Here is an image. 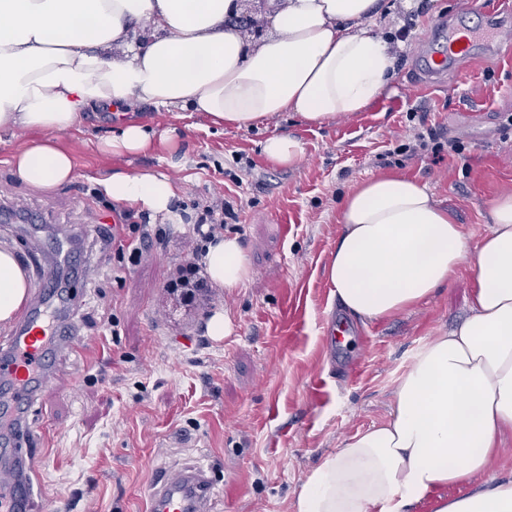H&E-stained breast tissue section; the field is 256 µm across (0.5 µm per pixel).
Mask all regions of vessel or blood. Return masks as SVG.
<instances>
[{
    "label": "vessel or blood",
    "mask_w": 512,
    "mask_h": 512,
    "mask_svg": "<svg viewBox=\"0 0 512 512\" xmlns=\"http://www.w3.org/2000/svg\"><path fill=\"white\" fill-rule=\"evenodd\" d=\"M476 29L460 26L446 45L427 55L425 77L437 81L455 69L477 42ZM57 255L59 264L44 266L40 291L18 319V328L0 346V512H29L38 489L29 475L35 438L25 426L31 403L57 381L58 362L83 344L72 297L61 272L70 279L88 276L85 257L59 239H33L30 257L41 262ZM216 491L204 468L187 465L162 472L149 495L148 512H214Z\"/></svg>",
    "instance_id": "1"
}]
</instances>
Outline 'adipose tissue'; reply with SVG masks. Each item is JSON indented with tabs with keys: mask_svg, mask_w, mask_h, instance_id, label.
<instances>
[{
	"mask_svg": "<svg viewBox=\"0 0 512 512\" xmlns=\"http://www.w3.org/2000/svg\"><path fill=\"white\" fill-rule=\"evenodd\" d=\"M380 0H268L269 31L248 43L242 0H0V133L36 144L9 158L29 186L72 180L60 133L107 105H153L247 131L295 113L323 125L366 109L393 81L387 40L363 25ZM147 27L142 41L135 26ZM128 121L96 147L121 158L176 143ZM113 202L175 218L179 185L152 171L99 181ZM476 245L427 186L382 173L355 185L325 267L339 309L361 323L408 312L469 265V317L427 339L400 376L381 422L343 438L301 483L296 512H512L501 448L512 434V194L499 196ZM204 262L212 282L240 287L250 267L238 237L216 236ZM30 295L14 250L0 248V327Z\"/></svg>",
	"mask_w": 512,
	"mask_h": 512,
	"instance_id": "1",
	"label": "adipose tissue"
}]
</instances>
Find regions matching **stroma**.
<instances>
[{"instance_id": "1", "label": "stroma", "mask_w": 512, "mask_h": 512, "mask_svg": "<svg viewBox=\"0 0 512 512\" xmlns=\"http://www.w3.org/2000/svg\"><path fill=\"white\" fill-rule=\"evenodd\" d=\"M386 2V18L368 32L394 41V89L350 118L317 127L284 112L238 131L197 115L175 148L111 158L96 141L117 120L162 130L175 114L150 106L90 112L61 137L75 154L74 178L49 192L23 182L8 162L34 135L0 139V203L25 200L39 217L0 223V238L20 257L36 236L123 223V206L94 195L97 179L113 171H158L182 187V223L134 217L164 229L163 246L136 263L105 249L97 278L70 284L84 296L85 344L62 358V384L28 413L39 438V501L66 512H145L157 471L198 462L220 490L216 512H294L320 460L387 416L416 350L468 316L466 269L416 311L366 324L344 321L323 273L345 195L373 175L395 171L426 185L473 240L488 230L493 200L512 192V55L479 49L443 84H428L416 56L461 0ZM408 15L409 40H394ZM422 122L458 152L396 155L397 142ZM272 135L300 140L303 160L292 168L267 162L260 144ZM216 196L232 213L227 232L239 237L251 274L239 288L213 287L198 308L169 282L189 259L198 213ZM221 311L231 330L218 339L207 326ZM339 321L343 344L331 340Z\"/></svg>"}]
</instances>
